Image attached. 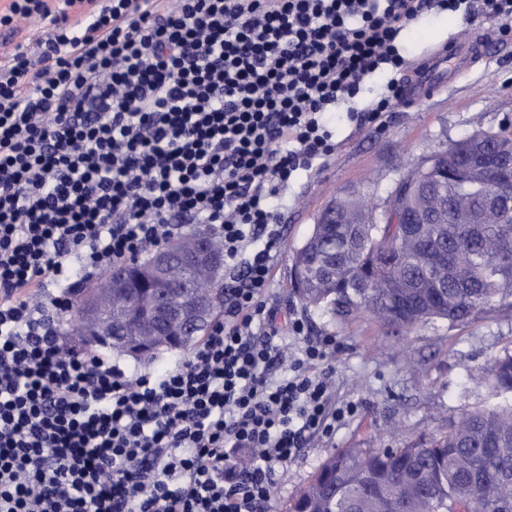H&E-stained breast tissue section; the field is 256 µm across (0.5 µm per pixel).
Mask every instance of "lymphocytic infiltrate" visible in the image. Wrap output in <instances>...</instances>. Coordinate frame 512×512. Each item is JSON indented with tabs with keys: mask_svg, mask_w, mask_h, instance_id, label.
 I'll use <instances>...</instances> for the list:
<instances>
[{
	"mask_svg": "<svg viewBox=\"0 0 512 512\" xmlns=\"http://www.w3.org/2000/svg\"><path fill=\"white\" fill-rule=\"evenodd\" d=\"M0 65V512H263L281 469L357 404L334 339L267 300L274 198L336 149L329 119L377 73L359 121L403 105L398 38L424 11L498 22L512 0H90ZM185 224L224 248V318L162 374L129 379L50 323L80 280ZM58 293H48V286ZM248 462L225 468L229 451Z\"/></svg>",
	"mask_w": 512,
	"mask_h": 512,
	"instance_id": "lymphocytic-infiltrate-1",
	"label": "lymphocytic infiltrate"
}]
</instances>
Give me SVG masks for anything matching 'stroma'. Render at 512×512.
Instances as JSON below:
<instances>
[{"label": "stroma", "mask_w": 512, "mask_h": 512, "mask_svg": "<svg viewBox=\"0 0 512 512\" xmlns=\"http://www.w3.org/2000/svg\"><path fill=\"white\" fill-rule=\"evenodd\" d=\"M447 40L482 42L484 56L451 85L447 65H440L402 107L375 120L357 125L338 114L331 126L334 153L301 173L278 201L284 229L269 301L301 314L313 335L335 339L333 394L337 402L358 403L359 412L288 463L273 489L271 512H281L323 462L343 449L421 443L444 433L463 413L487 406L488 390L469 377L487 356L512 351L510 307L452 329L440 322L423 324L402 337L373 318L324 317L290 290L293 252L335 198L385 197L411 166L443 144L476 129L500 131L512 120V36H502L488 21L466 25L460 15L430 10L403 31L399 44L412 60L423 61L435 44Z\"/></svg>", "instance_id": "obj_1"}]
</instances>
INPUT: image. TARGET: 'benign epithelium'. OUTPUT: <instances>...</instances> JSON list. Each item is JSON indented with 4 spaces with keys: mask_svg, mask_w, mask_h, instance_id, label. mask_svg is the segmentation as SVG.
<instances>
[{
    "mask_svg": "<svg viewBox=\"0 0 512 512\" xmlns=\"http://www.w3.org/2000/svg\"><path fill=\"white\" fill-rule=\"evenodd\" d=\"M485 143L474 139L468 143L469 152L457 156L469 178L479 182L495 176L500 189L487 203V215L494 219L502 212L512 213V151L498 149L493 155L484 151ZM386 220L403 224L407 230L421 233L417 226L428 223L425 216L415 217L406 208L388 198L379 207ZM191 263L199 275L214 280L224 278V257L210 247V238L203 233H193L178 238L152 254L147 269H138L135 278L151 299L148 316L139 333L128 335L129 320L116 321L112 316L115 300L130 293V274L109 270L103 273L87 290L78 310L76 333L86 347L120 339L119 347L126 353L142 349L147 344L172 343L175 338L192 335V327L199 318L207 315L214 306L212 298L205 296L188 302L183 285L170 281L175 264Z\"/></svg>",
    "mask_w": 512,
    "mask_h": 512,
    "instance_id": "7a95c632",
    "label": "benign epithelium"
}]
</instances>
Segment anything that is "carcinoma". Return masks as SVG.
<instances>
[{"label":"carcinoma","instance_id":"obj_1","mask_svg":"<svg viewBox=\"0 0 512 512\" xmlns=\"http://www.w3.org/2000/svg\"><path fill=\"white\" fill-rule=\"evenodd\" d=\"M495 183L464 175L438 179L419 165L403 177L397 202L434 214L422 243L399 224H379L362 197L334 201L349 224L319 216L292 266L306 274L293 286L305 305L345 321L370 316L393 333L421 324L452 328L512 298V217L468 224L466 211ZM493 402L465 414L418 448H346L329 457L289 512H512V354L482 368Z\"/></svg>","mask_w":512,"mask_h":512}]
</instances>
